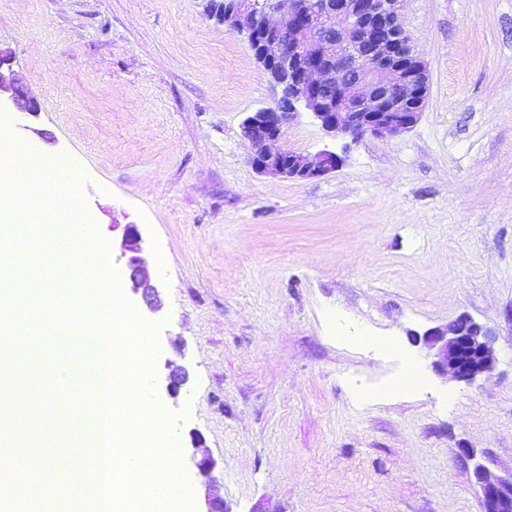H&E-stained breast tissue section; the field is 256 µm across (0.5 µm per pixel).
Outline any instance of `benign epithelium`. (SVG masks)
I'll return each mask as SVG.
<instances>
[{"label":"benign epithelium","instance_id":"obj_1","mask_svg":"<svg viewBox=\"0 0 512 512\" xmlns=\"http://www.w3.org/2000/svg\"><path fill=\"white\" fill-rule=\"evenodd\" d=\"M208 16L243 36L265 63L278 97L248 113L243 132L250 144L249 163L260 175L309 180L335 172L342 158L328 150L313 155L290 150L284 132L301 112H309L328 135L396 137L411 130L425 105L428 70L414 53L399 19L400 0H205ZM0 54V101L19 112L37 113L31 96ZM125 248L132 253L131 288L149 305L158 297L140 254L135 225L126 227ZM433 350L434 367L472 382L488 375L496 362L491 332L467 315L423 334ZM188 380L186 369H173L166 384L177 396ZM459 456L473 462L471 475L481 490L482 512H512V477L494 479L468 448Z\"/></svg>","mask_w":512,"mask_h":512}]
</instances>
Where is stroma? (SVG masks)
<instances>
[{
  "instance_id": "1",
  "label": "stroma",
  "mask_w": 512,
  "mask_h": 512,
  "mask_svg": "<svg viewBox=\"0 0 512 512\" xmlns=\"http://www.w3.org/2000/svg\"><path fill=\"white\" fill-rule=\"evenodd\" d=\"M401 22L429 73L418 123L354 141L300 115L285 146L343 165L295 181L248 164L242 122L275 89L203 0H0V53L41 104L0 125L79 169L123 294L161 326L151 391L190 492L167 512L204 508L196 453L232 512H481L462 448L512 475V0H402ZM463 313L496 350L470 383L419 340ZM366 336L397 338L424 385L391 392L401 363ZM56 354L40 410L87 419L48 379ZM172 362L191 374L174 398ZM140 244V234L137 231L135 225H127L124 246L127 248L128 252L134 254L129 258V266L131 268V288L136 293L140 292L141 297L145 300V302L152 306L154 304L153 301H156L158 297V289L148 277L145 268V259L140 254Z\"/></svg>"
}]
</instances>
